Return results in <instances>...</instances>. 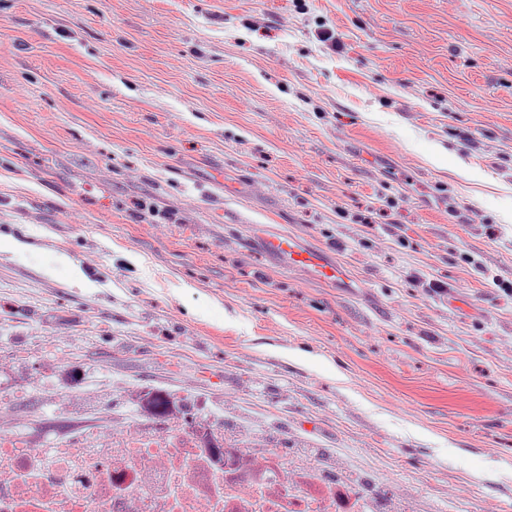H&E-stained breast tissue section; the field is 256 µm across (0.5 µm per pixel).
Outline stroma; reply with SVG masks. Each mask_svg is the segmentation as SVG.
<instances>
[{"label":"stroma","instance_id":"stroma-1","mask_svg":"<svg viewBox=\"0 0 512 512\" xmlns=\"http://www.w3.org/2000/svg\"><path fill=\"white\" fill-rule=\"evenodd\" d=\"M0 236V431L156 392L402 512H512V0H0ZM251 242L264 253L279 259L285 268H303L320 281L351 282L331 248L314 247L293 235L279 233L259 234Z\"/></svg>","mask_w":512,"mask_h":512}]
</instances>
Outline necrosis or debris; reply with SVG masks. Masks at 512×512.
<instances>
[{
	"label": "necrosis or debris",
	"mask_w": 512,
	"mask_h": 512,
	"mask_svg": "<svg viewBox=\"0 0 512 512\" xmlns=\"http://www.w3.org/2000/svg\"><path fill=\"white\" fill-rule=\"evenodd\" d=\"M151 409V428L83 434L47 451L0 437V512H366L374 485L348 486L277 451L247 456L215 427Z\"/></svg>",
	"instance_id": "4bbe7bcc"
}]
</instances>
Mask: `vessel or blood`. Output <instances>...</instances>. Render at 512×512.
Returning a JSON list of instances; mask_svg holds the SVG:
<instances>
[{
	"instance_id": "1",
	"label": "vessel or blood",
	"mask_w": 512,
	"mask_h": 512,
	"mask_svg": "<svg viewBox=\"0 0 512 512\" xmlns=\"http://www.w3.org/2000/svg\"><path fill=\"white\" fill-rule=\"evenodd\" d=\"M253 243L264 253L279 259L285 268H302L315 279L331 283L349 279L333 249L314 247L295 236L279 233L260 234Z\"/></svg>"
}]
</instances>
